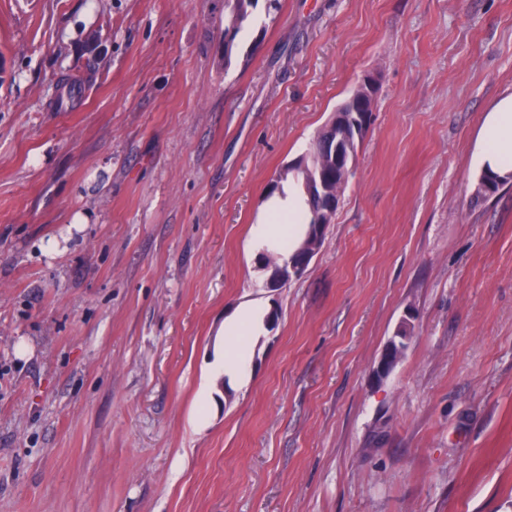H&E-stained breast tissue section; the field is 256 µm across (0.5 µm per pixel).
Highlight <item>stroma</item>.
<instances>
[{
	"label": "stroma",
	"mask_w": 512,
	"mask_h": 512,
	"mask_svg": "<svg viewBox=\"0 0 512 512\" xmlns=\"http://www.w3.org/2000/svg\"><path fill=\"white\" fill-rule=\"evenodd\" d=\"M368 76L270 290L255 229ZM511 92L512 0H259L229 54L224 0H0V512H512V183L475 159ZM375 88L370 79L364 80L347 103L342 105L329 124L331 133L323 130L317 137L313 149L328 139L332 143L329 163L342 173H350L356 160L354 143L361 142L367 134L372 121ZM336 173L334 169L324 168L323 175L340 188L346 175ZM308 186L311 192L317 190L320 198V206L315 215V223L313 224V209L317 207L318 201L315 198L308 197L309 216L304 220H306L305 224H308V229L313 225L307 236L308 242L302 245L288 259L283 258L281 265H275L274 272L271 278H269L268 288H279L282 284L288 283L289 280L299 278L304 274L320 246L326 224L333 220L336 213V205L339 198L337 190L335 193L322 178H310ZM256 328V322L251 312L242 313L237 319L225 327V335L230 340L228 359L224 358V374L229 376H245L248 362V346L252 332ZM227 332V334H226ZM409 329L410 324L404 321L395 336L386 345L380 363L377 366V374L380 377L386 376L402 355L405 348V341L409 338V336L403 335V330L409 331Z\"/></svg>",
	"instance_id": "obj_1"
}]
</instances>
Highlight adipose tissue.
I'll use <instances>...</instances> for the list:
<instances>
[{
	"label": "adipose tissue",
	"instance_id": "ef3b65f1",
	"mask_svg": "<svg viewBox=\"0 0 512 512\" xmlns=\"http://www.w3.org/2000/svg\"><path fill=\"white\" fill-rule=\"evenodd\" d=\"M478 166L481 172L500 177L512 174V94L500 98L484 117L478 134ZM256 328L252 313H242L226 328L230 340L224 372L244 375L248 343Z\"/></svg>",
	"mask_w": 512,
	"mask_h": 512
}]
</instances>
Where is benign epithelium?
<instances>
[{
    "label": "benign epithelium",
    "mask_w": 512,
    "mask_h": 512,
    "mask_svg": "<svg viewBox=\"0 0 512 512\" xmlns=\"http://www.w3.org/2000/svg\"><path fill=\"white\" fill-rule=\"evenodd\" d=\"M375 88L371 80H364L347 103L342 105L329 124L331 133V151L329 163L343 173L352 171L356 160L354 143L361 141L367 134L372 121ZM310 191L317 192L320 206L315 215L307 243L302 245L291 257L282 260L275 266L269 278L268 286L278 288L293 278L301 277L315 255L323 238L326 224L333 220L336 213L339 194L335 193L321 178L309 179ZM410 329L408 322H403L395 336L388 342L379 365L377 374L386 376L403 353L407 337L403 331Z\"/></svg>",
    "instance_id": "7a95c632"
}]
</instances>
